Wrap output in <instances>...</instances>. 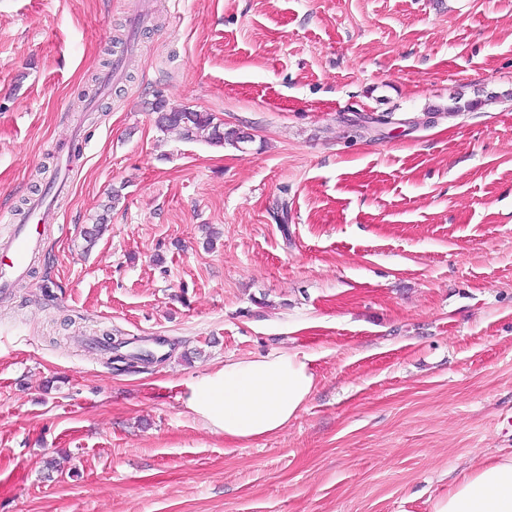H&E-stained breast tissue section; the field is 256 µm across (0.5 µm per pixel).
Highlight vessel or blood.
<instances>
[{"instance_id": "b4317fda", "label": "vessel or blood", "mask_w": 512, "mask_h": 512, "mask_svg": "<svg viewBox=\"0 0 512 512\" xmlns=\"http://www.w3.org/2000/svg\"><path fill=\"white\" fill-rule=\"evenodd\" d=\"M33 223L17 226L13 235L0 242V293L8 292L13 283L28 270V261L41 246L39 225L46 220L41 205L32 208Z\"/></svg>"}]
</instances>
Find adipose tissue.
Here are the masks:
<instances>
[{
    "mask_svg": "<svg viewBox=\"0 0 512 512\" xmlns=\"http://www.w3.org/2000/svg\"><path fill=\"white\" fill-rule=\"evenodd\" d=\"M313 360L299 350L227 361L191 387L185 405L230 442L276 435L315 388ZM433 512H512V457L478 466Z\"/></svg>",
    "mask_w": 512,
    "mask_h": 512,
    "instance_id": "adipose-tissue-1",
    "label": "adipose tissue"
}]
</instances>
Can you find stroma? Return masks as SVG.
<instances>
[{"mask_svg":"<svg viewBox=\"0 0 512 512\" xmlns=\"http://www.w3.org/2000/svg\"><path fill=\"white\" fill-rule=\"evenodd\" d=\"M133 2L0 0V241L78 154L0 299V512H432L512 454V0ZM297 350L281 434L186 410ZM166 109L169 112H158L153 107V112L157 114L156 126L162 132H176L188 141L204 139L212 145L229 144L238 149L239 144L247 142L236 130H225L224 123L219 122L211 112H179V106H173L172 110Z\"/></svg>","mask_w":512,"mask_h":512,"instance_id":"stroma-1","label":"stroma"}]
</instances>
